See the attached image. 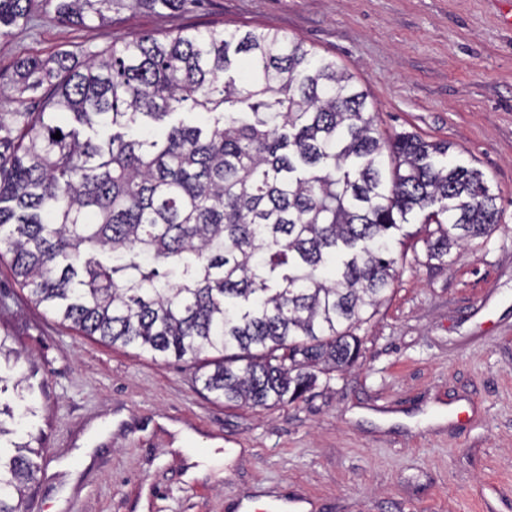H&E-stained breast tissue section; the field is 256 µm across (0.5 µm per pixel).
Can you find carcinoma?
Segmentation results:
<instances>
[{"label": "carcinoma", "instance_id": "obj_1", "mask_svg": "<svg viewBox=\"0 0 512 512\" xmlns=\"http://www.w3.org/2000/svg\"><path fill=\"white\" fill-rule=\"evenodd\" d=\"M180 0H0V38L53 9ZM35 112L0 114V247L32 303L113 346L188 359L228 405L299 401L352 366L419 215L427 259L501 221L484 173L413 134L390 137L350 70L277 31L142 33L87 62L27 58ZM181 109L204 116L166 123ZM61 133V138L53 135ZM0 336V512H21L40 407Z\"/></svg>", "mask_w": 512, "mask_h": 512}]
</instances>
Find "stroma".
Masks as SVG:
<instances>
[{"mask_svg":"<svg viewBox=\"0 0 512 512\" xmlns=\"http://www.w3.org/2000/svg\"><path fill=\"white\" fill-rule=\"evenodd\" d=\"M103 24L38 15L0 39L15 64L74 62L142 32L272 30L350 68L388 134L444 141L503 209L486 238L416 257L362 326V354L304 400L227 406L193 364L111 346L30 303L0 259V335L22 354L43 448L25 512H512V0H181Z\"/></svg>","mask_w":512,"mask_h":512,"instance_id":"stroma-1","label":"stroma"}]
</instances>
